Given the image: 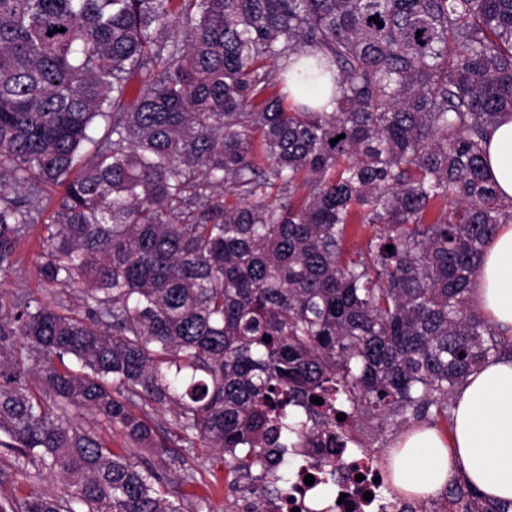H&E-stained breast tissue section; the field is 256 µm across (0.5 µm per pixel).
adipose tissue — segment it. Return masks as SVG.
I'll use <instances>...</instances> for the list:
<instances>
[{"instance_id": "obj_1", "label": "adipose tissue", "mask_w": 512, "mask_h": 512, "mask_svg": "<svg viewBox=\"0 0 512 512\" xmlns=\"http://www.w3.org/2000/svg\"><path fill=\"white\" fill-rule=\"evenodd\" d=\"M487 172L502 197L512 198V116L487 147ZM475 309L512 334V224L501 225L485 249L472 287ZM448 433L423 429L404 435L390 458L393 488L424 497L461 477L479 497L512 500V360L472 372L454 398Z\"/></svg>"}]
</instances>
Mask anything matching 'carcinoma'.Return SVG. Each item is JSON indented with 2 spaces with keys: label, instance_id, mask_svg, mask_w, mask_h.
Here are the masks:
<instances>
[{
  "label": "carcinoma",
  "instance_id": "cac0c4a2",
  "mask_svg": "<svg viewBox=\"0 0 512 512\" xmlns=\"http://www.w3.org/2000/svg\"><path fill=\"white\" fill-rule=\"evenodd\" d=\"M303 57L333 111L267 94ZM509 115L512 0H0V276L39 225L42 287L77 293L0 314V448L34 485L0 512H184L102 425L164 466L219 450L275 499L269 448L451 421L512 356L469 298L512 224L485 173Z\"/></svg>",
  "mask_w": 512,
  "mask_h": 512
}]
</instances>
